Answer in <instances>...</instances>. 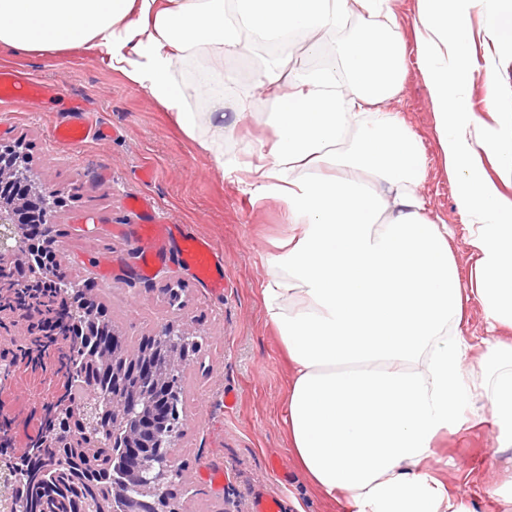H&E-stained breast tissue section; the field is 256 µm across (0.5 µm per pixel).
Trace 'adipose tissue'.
Returning a JSON list of instances; mask_svg holds the SVG:
<instances>
[{"mask_svg":"<svg viewBox=\"0 0 512 512\" xmlns=\"http://www.w3.org/2000/svg\"><path fill=\"white\" fill-rule=\"evenodd\" d=\"M389 0H0V48L21 54L94 52L172 112L199 146L224 158V107L252 109L224 80V60L250 44H285L361 22L337 69L277 58L256 87L276 94V141L249 178L288 205L298 232L262 290L268 322L288 351L290 450L303 478L347 512H451L427 471L434 439L482 421L512 447V340L472 343L464 302L512 327V198L480 168L496 158L512 180V113L493 124L450 88L470 53L471 13L495 19L490 41H512V0H417L415 53L434 108L444 167L459 184L473 264L461 279L448 227L417 192L427 161L384 106L402 87L406 46L375 15ZM344 73L351 88L336 81ZM207 97L200 120L192 96ZM480 348L475 365L467 359Z\"/></svg>","mask_w":512,"mask_h":512,"instance_id":"1","label":"adipose tissue"}]
</instances>
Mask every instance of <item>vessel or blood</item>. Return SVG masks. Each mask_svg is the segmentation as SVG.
<instances>
[{"mask_svg":"<svg viewBox=\"0 0 512 512\" xmlns=\"http://www.w3.org/2000/svg\"><path fill=\"white\" fill-rule=\"evenodd\" d=\"M44 83L17 75L14 71L0 69V101L18 112L29 111L36 97L45 93ZM104 126L84 122L56 125L55 141L71 152H79L86 140L107 136ZM135 240L148 261L162 259L170 243L179 242L183 260L197 277L202 288L213 296L224 294L226 274L224 256L207 238L190 232L183 224H141L135 230Z\"/></svg>","mask_w":512,"mask_h":512,"instance_id":"b4317fda","label":"vessel or blood"}]
</instances>
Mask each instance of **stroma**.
Segmentation results:
<instances>
[{"label":"stroma","mask_w":512,"mask_h":512,"mask_svg":"<svg viewBox=\"0 0 512 512\" xmlns=\"http://www.w3.org/2000/svg\"><path fill=\"white\" fill-rule=\"evenodd\" d=\"M475 40L466 71L480 70L487 56L505 60L500 93L484 78L468 82L466 109L490 121L493 111L512 109V43L490 44L488 16L474 14ZM268 51L250 46L228 60L240 94L253 95V110L224 132L225 161L245 160L247 146H271L273 97L254 95L258 67ZM21 70L51 84L53 94L27 112L0 103V140H25L34 165L67 192L54 226L68 254L69 274L87 279L93 296L123 335L135 340L175 323L179 314L196 321L205 338L188 374L189 399L176 462L191 478L179 496L184 512H253L259 495L280 497L282 512H344L300 476L288 446L285 399L292 367L263 308L261 288L270 262L291 232L286 202L259 192L237 172L221 171L175 123L171 113L95 56L70 51L56 56L18 55L0 49V68ZM416 135L427 158V177L418 186L428 218L448 225L461 276L472 264L470 247L456 206L458 185L445 171L434 111L423 72L408 59L400 92L387 101ZM108 126L112 134L90 139L72 155L55 144L53 127L83 117ZM185 224L210 239L224 255L223 296L201 288L184 263L179 244L144 266L131 259L135 225L150 221ZM182 290V311L168 303L172 286ZM57 390L53 367L23 368L0 388V414L11 420L13 444L26 446L42 416L40 405ZM491 419L440 437L428 460L429 474L469 512H512V504L491 498L490 487L512 474V449L499 450ZM222 483L205 480L210 470Z\"/></svg>","instance_id":"obj_1"}]
</instances>
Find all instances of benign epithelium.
Instances as JSON below:
<instances>
[{"label": "benign epithelium", "instance_id": "7a95c632", "mask_svg": "<svg viewBox=\"0 0 512 512\" xmlns=\"http://www.w3.org/2000/svg\"><path fill=\"white\" fill-rule=\"evenodd\" d=\"M15 179L29 183L37 199L39 223H55L56 214L65 205V189L41 178L20 140L0 144V188ZM23 205V201L0 192V331L7 325L12 327L25 353L39 356L53 349L57 369L67 379V355L74 331L108 327L110 323L80 281L64 273L53 274L52 264L37 255V243L27 238L21 222ZM199 338L193 321L184 318L178 328L167 327L164 338L150 336L142 340L141 351L127 355L124 340L114 331L112 352L90 346L83 351L82 360L116 379L126 375L142 378L150 384V393L114 396L112 403L105 404L98 388L91 385L78 404L63 397L43 408L44 418L53 429L61 421L81 420L83 432L74 437L72 449L86 461L89 475L107 476L111 472L110 465L103 463L102 444L96 438L103 422L125 426L122 436H112V447L125 448L128 473L114 475L112 481L118 494H124L127 486L134 491V512H180L170 486L177 481L186 487L189 478L175 463L178 438L162 437L159 426L182 431L186 407L171 387V378L185 375L193 366ZM21 482L22 476L8 465L7 456L1 455L0 512H18ZM78 492L73 512H111L108 503L91 498L81 487Z\"/></svg>", "mask_w": 512, "mask_h": 512}]
</instances>
